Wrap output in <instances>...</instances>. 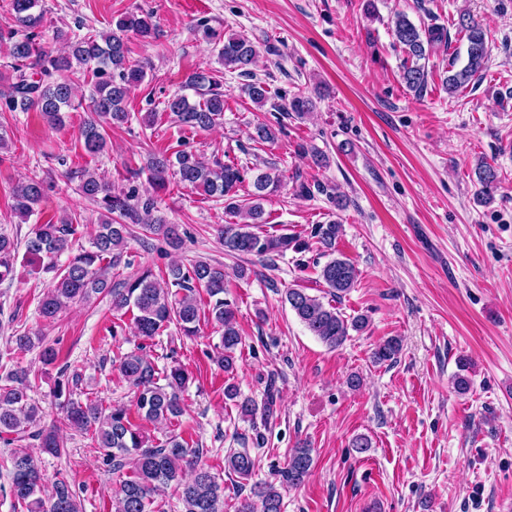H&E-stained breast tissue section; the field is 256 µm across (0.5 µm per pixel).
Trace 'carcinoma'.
I'll use <instances>...</instances> for the list:
<instances>
[{"mask_svg":"<svg viewBox=\"0 0 512 512\" xmlns=\"http://www.w3.org/2000/svg\"><path fill=\"white\" fill-rule=\"evenodd\" d=\"M41 0H10L9 6L17 29L10 33L8 54L11 62V83L0 94V110L8 112L40 113L50 126L64 122L63 112L76 110L71 75L80 72L92 76V116L81 128L83 149L90 155L103 153L107 148L104 126L122 125L129 121L125 102L131 88L146 77L144 65L131 63L128 58V35L155 39L159 28L150 12L131 13L112 23V27L94 35L73 39L63 30L56 38L66 41L67 50L55 53L38 41L43 25L44 10ZM208 41L218 46V61L228 70L243 77H254L252 66L258 50L248 38L232 35L225 39L205 20L196 23ZM459 29L467 41V62L448 75L445 84L454 93L480 78L486 68L489 52L482 26L470 15L459 18ZM395 43L404 53L400 77L406 87L417 95L427 86V69L421 61L439 48H448V29L442 25L416 26L406 14L398 13L393 20ZM245 92L258 106L270 99L268 86L254 81L245 86ZM313 100L298 93L281 106L288 117L305 119L313 111ZM171 121L193 130L207 131L224 120V90L222 81L211 70H197L184 81L181 90L166 102ZM283 125L266 122L254 125L248 138L256 144L272 143L278 139ZM251 198L243 199L238 187L244 181V168L235 163L208 162L204 156L182 149L169 155H152L145 164L131 172L137 179L146 175V181L157 191L166 189L170 180L190 186L218 201H224V212L237 221L218 228L224 242V251L237 255H253L268 265L283 256L288 249L303 248L299 240L286 234L273 235L261 230L266 223L262 201L276 192L281 184L280 173L273 167L253 168ZM480 193L491 194L497 189L498 174L485 163L478 168ZM48 190L43 178L27 177L15 183L12 189V209L21 217L34 215ZM79 192L89 200L102 203L105 214L99 218V229L92 241V249L73 253L75 228L73 219L64 216L57 222L37 224L26 240V251L42 263L43 269L53 273L50 287L40 301V314L46 320L55 319L78 301H89L96 294L112 296V309L119 312L130 306L136 335L151 339L161 329L175 324L182 335H197L201 321V302L197 287L205 288L209 297L211 319L221 328L220 344L214 361L224 372L234 371L235 353L242 343L236 326L233 305L224 299V267L197 260L188 266L174 264L166 275L157 279L145 268L135 276L109 282L101 262L108 256L112 263L121 261L126 245L129 224H141L150 233L161 236L172 247L181 243L179 225L166 224L152 217L154 201L140 200L135 190L115 191L96 173L81 172ZM342 225L330 221L313 229L324 248L336 252V240ZM17 244L10 237L0 235V281L13 272ZM68 254L67 263L58 265V258ZM320 279L337 299L350 292L357 281L358 271L347 258L332 257L321 267ZM285 300L305 327L331 349L344 344L349 330L360 331L367 319L357 316L345 320L335 307L326 304L303 288H290ZM16 349L27 351L41 346L43 364L52 365L59 359V348L44 343L39 334L24 333L14 336ZM401 340H385L373 352L376 362H388L401 352ZM119 372L123 381L135 394L138 417L150 422L172 421L183 414L181 391L189 381V374L178 362L158 372L153 360L142 352H130L120 358ZM29 373L23 368L8 371V384L0 386V441L10 447V495L26 512H82L80 496L62 480L52 482V491L43 496L47 480L37 457L28 449L14 448L12 444L25 440L37 442L40 451L58 456L64 450L60 432L64 429L85 434L104 451L112 470H128L116 493L115 512H147L155 494L174 486L182 502V512H224V489L218 477L201 464L204 449L192 446L178 434L171 433L156 443L133 423L129 409L120 405L105 407L98 400L81 398L74 388L79 377L57 381L54 397L60 400L62 417L51 426L41 423V411L29 395ZM165 383H159V380ZM224 396L237 400L240 415L254 418L258 411H270L273 398L264 406L249 397L240 398L236 386L224 388ZM256 460L247 450L233 451L224 458V469L243 480L251 478ZM313 465L311 450L297 447L289 455L282 471V483L302 484ZM238 512H283V495L272 483L253 487L251 496L238 506Z\"/></svg>","mask_w":512,"mask_h":512,"instance_id":"1","label":"carcinoma"}]
</instances>
